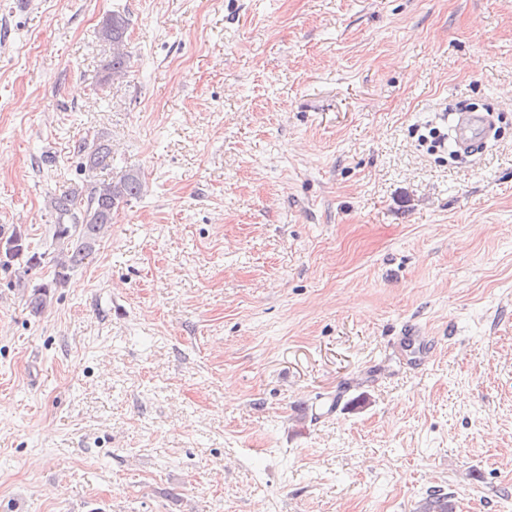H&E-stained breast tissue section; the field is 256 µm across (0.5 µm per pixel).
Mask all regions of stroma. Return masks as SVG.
Wrapping results in <instances>:
<instances>
[{"label":"stroma","instance_id":"35a3bbf8","mask_svg":"<svg viewBox=\"0 0 512 512\" xmlns=\"http://www.w3.org/2000/svg\"><path fill=\"white\" fill-rule=\"evenodd\" d=\"M127 171L43 314L0 269V512H512V0H0V228ZM129 25V18L120 11L112 12L101 24L100 38L112 44V56L102 65L103 79L106 82L127 71L130 58L127 50ZM492 120L487 112L454 113L452 130L456 145L464 150L476 146L487 134ZM85 170L109 169L112 166V147L101 140L90 147L83 163Z\"/></svg>","mask_w":512,"mask_h":512}]
</instances>
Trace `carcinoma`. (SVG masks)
Here are the masks:
<instances>
[{
  "label": "carcinoma",
  "mask_w": 512,
  "mask_h": 512,
  "mask_svg": "<svg viewBox=\"0 0 512 512\" xmlns=\"http://www.w3.org/2000/svg\"><path fill=\"white\" fill-rule=\"evenodd\" d=\"M129 18L115 11L107 16L100 27V38L112 44V56L102 65L104 81L127 71ZM112 166V147L98 142L85 155L84 167L90 171L108 169ZM143 182L134 172H128L108 183L93 188L87 197L77 191L64 192L51 198L50 205L56 215L53 240L58 256L53 258L51 277L34 285L27 296L26 305L30 315H41L51 300L53 289L61 287L70 272L83 265L93 253L99 238L112 223L121 204L139 196ZM0 267L14 264L22 266L27 275L41 267L45 253L31 247L27 234L16 229L11 235L0 238ZM421 512H453V506L445 493H434L425 499Z\"/></svg>",
  "instance_id": "carcinoma-1"
}]
</instances>
